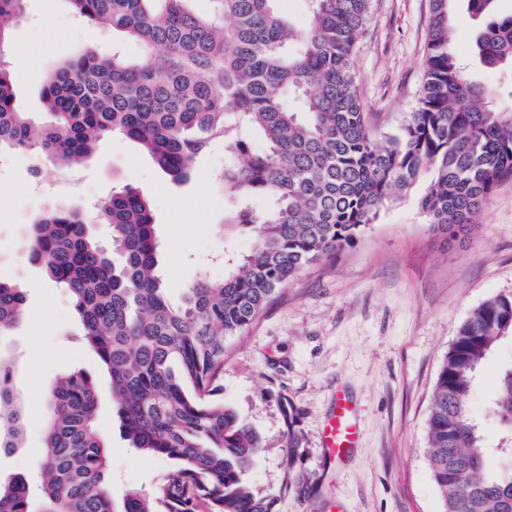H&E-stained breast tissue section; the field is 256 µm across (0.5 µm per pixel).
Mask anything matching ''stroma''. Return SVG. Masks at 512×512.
<instances>
[{"instance_id": "stroma-1", "label": "stroma", "mask_w": 512, "mask_h": 512, "mask_svg": "<svg viewBox=\"0 0 512 512\" xmlns=\"http://www.w3.org/2000/svg\"><path fill=\"white\" fill-rule=\"evenodd\" d=\"M449 28L467 73L492 88L512 69H486L468 53L482 21L459 0ZM429 0H371L354 58L355 88L378 139L397 134L419 103L426 70ZM139 58L140 45L76 17L69 0H25L24 15L0 52L22 112L41 113L46 72L85 46ZM38 51L30 64V51ZM224 144L215 142L187 183H171L135 142L103 144L67 175L32 153L0 156V279L26 291V317L8 346L24 416L22 448L0 454V481L28 475L42 453L43 385L74 369L99 391L98 422L112 448L109 471L115 512L125 495L146 492L170 460L129 447L114 411L109 377L77 338L66 293L26 254L27 227L56 204L94 205L130 185L146 191L161 243L169 294L180 301L200 275H224V251H246L245 237L225 229L229 198L215 175ZM429 184L421 176L390 201L351 248L321 259L283 289L224 356V402L261 437L264 451L250 482L254 492H280L287 472L304 483L283 494L279 512H441L426 460V424L439 368L461 322L486 299L512 296V179L499 182L468 234L435 231L419 207ZM512 364V336L483 363L471 411L488 438L502 428L486 400L499 371ZM353 401L359 438L346 462L328 463L322 430L332 395Z\"/></svg>"}]
</instances>
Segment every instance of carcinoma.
Wrapping results in <instances>:
<instances>
[{
  "instance_id": "obj_1",
  "label": "carcinoma",
  "mask_w": 512,
  "mask_h": 512,
  "mask_svg": "<svg viewBox=\"0 0 512 512\" xmlns=\"http://www.w3.org/2000/svg\"><path fill=\"white\" fill-rule=\"evenodd\" d=\"M75 13L118 30L141 60L87 47L42 89L50 120L16 109L0 65V152L27 151L78 165L112 136L146 151L175 182L189 178L214 140L227 161L224 226L248 238L224 257V276H200L182 301L169 298L149 196L126 185L92 211L44 210L29 224V258L70 296L84 343L110 377L129 446L175 462L122 512H279L280 496L253 492L263 451L258 433L224 404L216 382L229 344L317 259L354 244L388 201L430 174L421 210L452 236L470 231L502 179L512 178V112L469 81L448 41L458 0H430L427 68L419 105L400 132L377 141L354 87L352 65L370 0H309L297 29L276 0H212V15L186 0H70ZM486 23L473 56L512 67V15L499 0H465ZM24 0H0V49ZM112 232V250L96 227ZM26 295L0 281V343ZM512 335V296H494L458 327L436 378L426 457L443 512H512V365L489 405L504 423L490 447L471 412L480 363ZM36 473L38 512H114L109 449L98 424L93 378L74 369L45 392ZM23 405L14 366L0 349V451L22 447ZM501 461L486 468L489 454ZM24 476L0 485V512H33Z\"/></svg>"
}]
</instances>
